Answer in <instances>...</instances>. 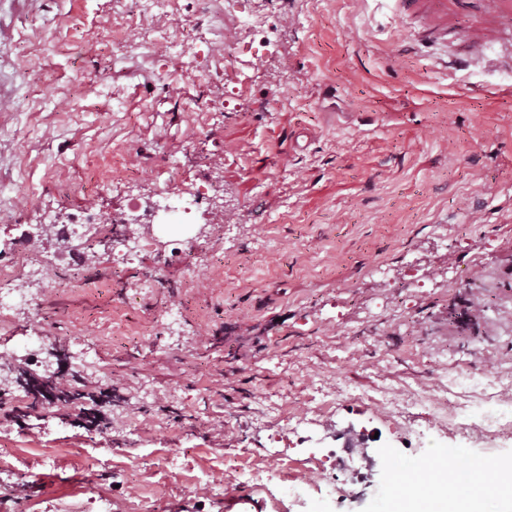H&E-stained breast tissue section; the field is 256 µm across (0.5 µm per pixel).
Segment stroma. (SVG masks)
<instances>
[{"mask_svg":"<svg viewBox=\"0 0 512 512\" xmlns=\"http://www.w3.org/2000/svg\"><path fill=\"white\" fill-rule=\"evenodd\" d=\"M153 8L0 0V88L19 101L0 114V244L55 216L150 213L202 166L227 202L193 214L209 245L168 264L171 289L82 267L78 240L33 286L41 315L18 316L12 346L64 351L62 381L105 394L103 421L27 409L25 368L0 512H388L395 473L440 449L511 463L512 435L480 445L473 424L512 398V72L438 63L467 52L478 0L444 35L397 0H167L155 50L128 53ZM442 400L471 427L436 420ZM349 429L370 436L371 479L335 494L328 462L301 485Z\"/></svg>","mask_w":512,"mask_h":512,"instance_id":"stroma-1","label":"stroma"}]
</instances>
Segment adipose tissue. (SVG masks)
<instances>
[{
  "instance_id": "1",
  "label": "adipose tissue",
  "mask_w": 512,
  "mask_h": 512,
  "mask_svg": "<svg viewBox=\"0 0 512 512\" xmlns=\"http://www.w3.org/2000/svg\"><path fill=\"white\" fill-rule=\"evenodd\" d=\"M486 471L482 461L470 462L462 478L438 468L427 480L414 482L394 508L396 512H418L420 503L425 502L432 512H481V502L490 489L484 482Z\"/></svg>"
}]
</instances>
